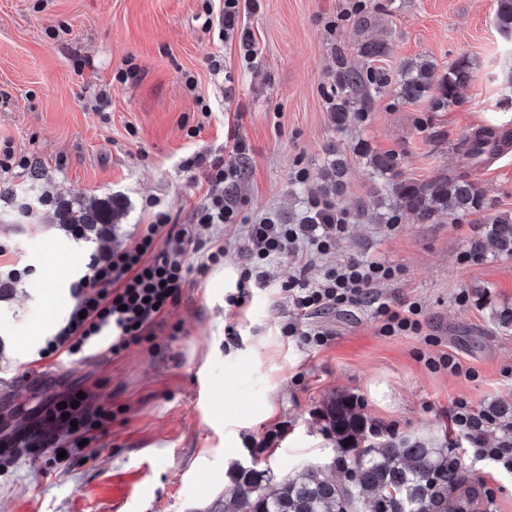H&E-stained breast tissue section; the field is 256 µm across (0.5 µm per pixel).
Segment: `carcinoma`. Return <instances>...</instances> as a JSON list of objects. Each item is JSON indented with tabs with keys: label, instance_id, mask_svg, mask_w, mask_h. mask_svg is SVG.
I'll list each match as a JSON object with an SVG mask.
<instances>
[{
	"label": "carcinoma",
	"instance_id": "1",
	"mask_svg": "<svg viewBox=\"0 0 512 512\" xmlns=\"http://www.w3.org/2000/svg\"><path fill=\"white\" fill-rule=\"evenodd\" d=\"M495 23L512 37V0H497ZM429 61L405 63L397 96L405 102L428 99L435 109L454 105L460 89L470 81L469 62L460 58L434 76ZM392 83L376 67L354 69L337 58L336 84L331 108L336 126L368 111L369 100ZM512 145V139L495 126L468 134L459 151L463 171L439 175L427 183L401 180L395 183L387 204V221L406 211L420 224H431L448 213L457 219L484 210L481 187L467 171L476 169ZM370 165L378 175L398 176L391 154L375 155ZM117 204L94 207L70 204L59 211L62 224H113ZM487 236L499 252L512 255V214L485 216ZM324 418L336 434L330 462L304 465L280 480L270 469L239 467L233 488L224 491L206 512H487L475 482L460 456L451 448H438L420 439L391 437L367 440L366 424L346 396L331 398ZM350 439L352 443L344 444Z\"/></svg>",
	"mask_w": 512,
	"mask_h": 512
}]
</instances>
